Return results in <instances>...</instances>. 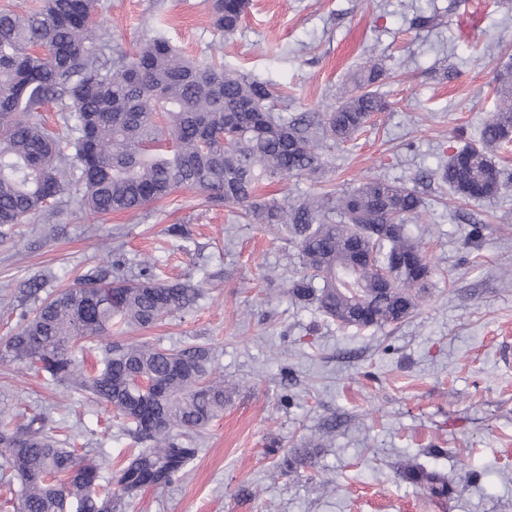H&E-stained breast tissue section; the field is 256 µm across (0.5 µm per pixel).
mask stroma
I'll list each match as a JSON object with an SVG mask.
<instances>
[{
    "instance_id": "stroma-1",
    "label": "stroma",
    "mask_w": 512,
    "mask_h": 512,
    "mask_svg": "<svg viewBox=\"0 0 512 512\" xmlns=\"http://www.w3.org/2000/svg\"><path fill=\"white\" fill-rule=\"evenodd\" d=\"M97 17L128 54L153 30L192 58H222L273 84L291 115L337 105L376 49L387 76L375 88L390 109L325 152L322 177L291 175L256 195L280 203L374 177L407 184L423 201L410 229L433 268L413 314L356 328L291 301L302 268L284 231L194 191L135 216L68 208L0 225V347L35 307L21 294L32 280L49 293L108 261L125 275L147 262L161 281L201 290L191 310L112 334L213 346L233 388L187 473L121 512H512V186L464 201L436 175L495 109L496 73L512 66V0H249L230 37L211 25L207 0H99ZM176 224L182 235H171ZM4 397L46 413L78 452L104 449L113 466L136 448L112 407L0 358ZM311 434L327 439L315 467L281 473L282 456ZM405 461L447 475L456 493L423 496L400 477Z\"/></svg>"
}]
</instances>
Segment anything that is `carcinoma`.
I'll use <instances>...</instances> for the list:
<instances>
[{"mask_svg":"<svg viewBox=\"0 0 512 512\" xmlns=\"http://www.w3.org/2000/svg\"><path fill=\"white\" fill-rule=\"evenodd\" d=\"M246 4L211 0L214 26L226 35L240 26ZM97 0H44L20 15L0 11V224H26L73 205L93 215L137 213L181 189L214 203L245 207L254 224L291 234L307 275L292 297L316 304L343 326L382 327L418 308L432 267L406 231L422 202L404 183L370 178L339 195L295 203L255 199L261 182L314 175L324 148L350 140L387 103L370 90L383 76L369 60L330 112L294 118L276 111L280 93L267 82L182 57L161 35L138 54L102 60L106 35ZM498 103L479 139L441 168L454 194L489 201L504 185L494 152L512 141V69L496 74ZM52 104L51 128L36 114ZM336 213L339 220L329 219ZM197 289L159 281L149 264L128 279L107 263L42 298L22 315L4 357L38 363L51 381L88 393L117 409L127 433L143 448L113 473L120 495L163 487L185 474L197 454L192 436L224 413V377L211 368L206 346L165 349L112 341V326L146 328L189 308ZM95 344V368L72 351ZM32 415L16 425L0 406V480L18 483L14 512H113L112 491L100 484L103 452L76 453ZM306 439L284 457L295 469L308 460ZM403 478L431 498L453 492L440 473L408 464Z\"/></svg>","mask_w":512,"mask_h":512,"instance_id":"cac0c4a2","label":"carcinoma"}]
</instances>
